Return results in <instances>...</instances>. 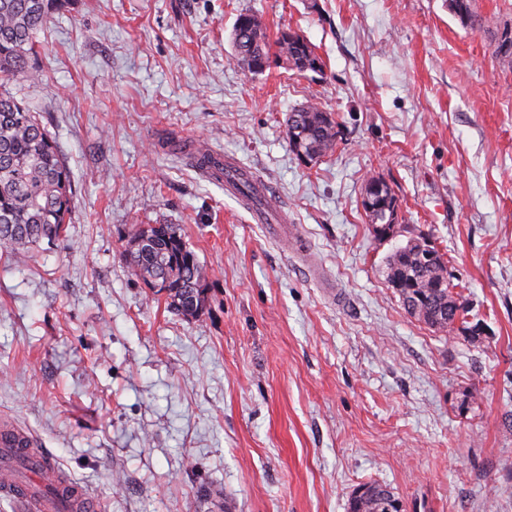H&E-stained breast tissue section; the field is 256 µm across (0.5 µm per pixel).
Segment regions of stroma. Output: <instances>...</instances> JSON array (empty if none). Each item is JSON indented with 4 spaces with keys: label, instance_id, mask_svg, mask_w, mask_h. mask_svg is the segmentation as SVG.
I'll return each instance as SVG.
<instances>
[{
    "label": "stroma",
    "instance_id": "stroma-1",
    "mask_svg": "<svg viewBox=\"0 0 512 512\" xmlns=\"http://www.w3.org/2000/svg\"><path fill=\"white\" fill-rule=\"evenodd\" d=\"M65 0L36 78L7 83L72 176L64 241L0 247V422L100 512H347L380 483L405 512H512V0ZM312 44L323 74L231 58L239 13ZM317 99L335 151L301 162ZM265 183L308 243L254 223L196 145ZM398 199L392 235L362 206ZM173 224L209 273L197 319L131 275L134 225ZM417 239L470 302L453 335L410 317L385 261ZM300 112L288 114L287 135L291 150L299 160L302 154L310 163H317L332 153L336 147L337 122L331 112H327L320 102L309 101L299 106ZM295 108L294 110H298ZM293 110V111H294ZM380 183L381 188L376 193H369V186ZM365 195H369L370 206L364 202ZM362 206L374 231L381 235H389L394 231L397 220V198L391 185L382 177H370L364 186ZM392 216H394L392 218Z\"/></svg>",
    "mask_w": 512,
    "mask_h": 512
}]
</instances>
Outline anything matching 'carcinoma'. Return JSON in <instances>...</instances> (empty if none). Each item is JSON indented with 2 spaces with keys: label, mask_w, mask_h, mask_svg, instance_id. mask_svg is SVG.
<instances>
[{
  "label": "carcinoma",
  "mask_w": 512,
  "mask_h": 512,
  "mask_svg": "<svg viewBox=\"0 0 512 512\" xmlns=\"http://www.w3.org/2000/svg\"><path fill=\"white\" fill-rule=\"evenodd\" d=\"M64 0H0V80L27 74L39 54L36 35L50 23ZM449 10L467 28L479 24L473 0H448ZM232 59L257 74L271 58L299 73H323L324 63L300 34L281 30L270 38L262 16L239 14L232 30ZM297 119L287 121L288 143L297 158L316 163L332 153L337 122L321 103L299 106ZM363 206L374 231L386 236L397 223V198L382 177H370ZM73 204L71 172L39 113L6 88H0V245L18 264L29 259L42 242L53 245L66 237ZM124 255L131 274L165 297L167 307L185 318L201 316L207 307L208 273L171 224H138ZM386 281L415 320L440 332H453L466 322L469 306L448 276V260L434 247L409 241L389 255ZM55 495L71 512H81L67 480ZM348 512H382L378 497L350 498Z\"/></svg>",
  "instance_id": "cac0c4a2"
}]
</instances>
